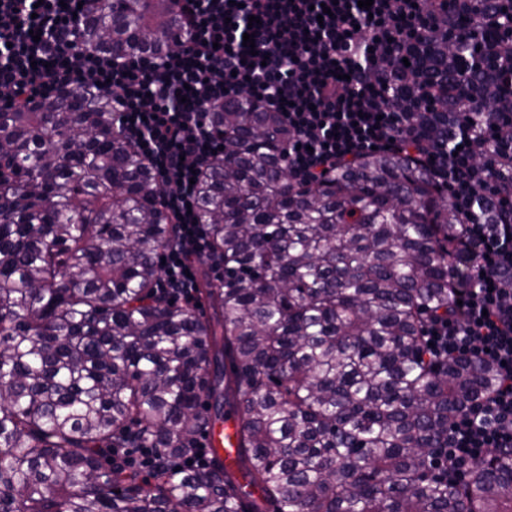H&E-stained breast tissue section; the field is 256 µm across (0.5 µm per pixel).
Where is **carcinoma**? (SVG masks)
Listing matches in <instances>:
<instances>
[{
	"label": "carcinoma",
	"instance_id": "1",
	"mask_svg": "<svg viewBox=\"0 0 512 512\" xmlns=\"http://www.w3.org/2000/svg\"><path fill=\"white\" fill-rule=\"evenodd\" d=\"M512 0H472L475 15ZM172 0H103L91 49L173 50ZM391 100L433 146L487 128L512 151V29L434 21ZM224 153L196 191L210 259L195 296L159 292L171 216L108 96L63 91L0 112V512H512V461L463 490L431 476L448 416L493 382L429 356L448 315L461 216L428 169L375 151L291 183L280 113L242 93L204 113ZM479 222L498 223L483 193ZM238 419L235 468L205 452Z\"/></svg>",
	"mask_w": 512,
	"mask_h": 512
}]
</instances>
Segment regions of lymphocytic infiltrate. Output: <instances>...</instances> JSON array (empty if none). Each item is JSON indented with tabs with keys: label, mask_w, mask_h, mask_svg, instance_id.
<instances>
[{
	"label": "lymphocytic infiltrate",
	"mask_w": 512,
	"mask_h": 512,
	"mask_svg": "<svg viewBox=\"0 0 512 512\" xmlns=\"http://www.w3.org/2000/svg\"><path fill=\"white\" fill-rule=\"evenodd\" d=\"M101 0H0V109L15 110L59 89L96 88L112 98L119 132L139 147L158 184L175 236L165 252L163 293L192 300L208 246L195 214L194 173L209 167L222 131L204 111L239 93L280 112L292 133L293 183L323 179L371 148L406 149L428 165L439 190L465 217L460 227L476 273L447 318L425 327L440 355L491 366L494 385L448 420L436 476L464 486L487 450L512 457V184L496 224H475L476 196L500 158L473 134L458 153L434 149L383 94L403 43L430 28L431 9L413 0H174L186 35L163 55L73 57L76 30ZM256 24H249V17ZM253 33L254 48L243 45Z\"/></svg>",
	"instance_id": "obj_1"
}]
</instances>
